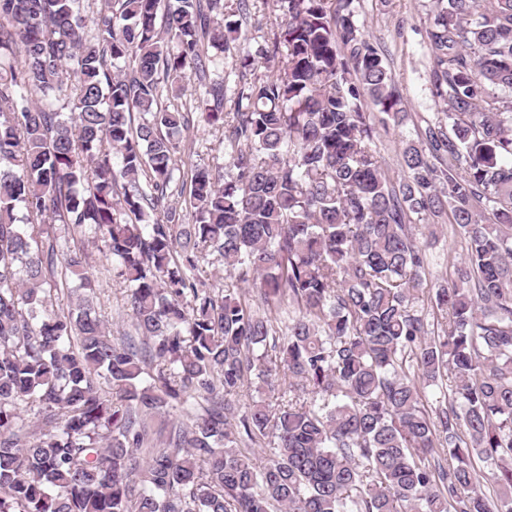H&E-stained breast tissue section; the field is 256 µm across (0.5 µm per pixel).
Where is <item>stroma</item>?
<instances>
[{
  "mask_svg": "<svg viewBox=\"0 0 512 512\" xmlns=\"http://www.w3.org/2000/svg\"><path fill=\"white\" fill-rule=\"evenodd\" d=\"M360 24L384 53L394 85L399 91L401 109L406 114L402 126L380 133L375 141L390 173L399 170V159L406 140L415 136L417 126L435 118L443 107L429 90V64L425 49V30L435 10L433 0H355ZM220 134L209 126L196 124L183 134V147L176 155L180 171L193 166H214L224 161ZM84 252L94 269V293L100 317L119 333L124 290L102 266V257L93 243Z\"/></svg>",
  "mask_w": 512,
  "mask_h": 512,
  "instance_id": "stroma-1",
  "label": "stroma"
}]
</instances>
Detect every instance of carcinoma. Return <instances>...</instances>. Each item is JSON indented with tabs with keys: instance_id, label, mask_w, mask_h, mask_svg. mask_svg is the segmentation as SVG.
I'll return each mask as SVG.
<instances>
[{
	"instance_id": "1",
	"label": "carcinoma",
	"mask_w": 512,
	"mask_h": 512,
	"mask_svg": "<svg viewBox=\"0 0 512 512\" xmlns=\"http://www.w3.org/2000/svg\"><path fill=\"white\" fill-rule=\"evenodd\" d=\"M262 5L252 46L222 0H0V512H512V0H439L448 122L396 178L400 95L354 0ZM233 48V108L202 114L224 172L191 169L182 224L185 95L224 104ZM445 213L464 254L423 305ZM76 236L126 291L117 342Z\"/></svg>"
}]
</instances>
